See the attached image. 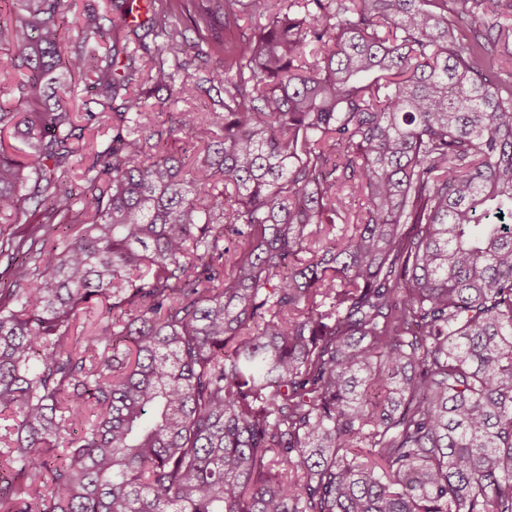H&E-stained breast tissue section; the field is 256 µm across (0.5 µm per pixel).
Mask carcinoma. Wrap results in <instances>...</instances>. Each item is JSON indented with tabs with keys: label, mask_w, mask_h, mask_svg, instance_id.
I'll return each instance as SVG.
<instances>
[{
	"label": "carcinoma",
	"mask_w": 512,
	"mask_h": 512,
	"mask_svg": "<svg viewBox=\"0 0 512 512\" xmlns=\"http://www.w3.org/2000/svg\"><path fill=\"white\" fill-rule=\"evenodd\" d=\"M0 1V512H512V0Z\"/></svg>",
	"instance_id": "1"
}]
</instances>
